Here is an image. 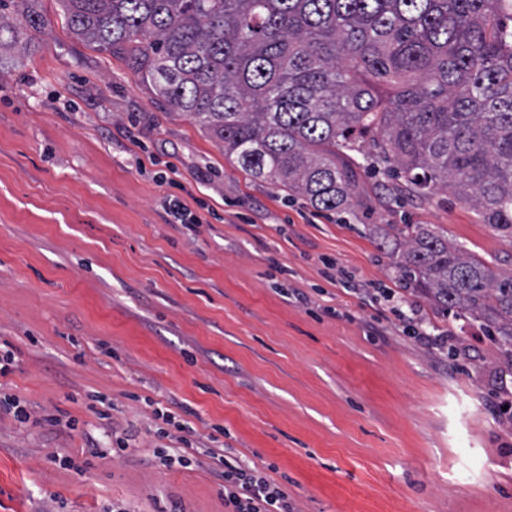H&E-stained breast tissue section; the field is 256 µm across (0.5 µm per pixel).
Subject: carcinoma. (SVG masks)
<instances>
[{
	"label": "carcinoma",
	"instance_id": "cac0c4a2",
	"mask_svg": "<svg viewBox=\"0 0 512 512\" xmlns=\"http://www.w3.org/2000/svg\"><path fill=\"white\" fill-rule=\"evenodd\" d=\"M35 2L0 0V52L30 53ZM59 2L250 176L336 212L359 169L396 165L406 191L451 189L512 242V0ZM399 234V281L512 359V273L422 224Z\"/></svg>",
	"mask_w": 512,
	"mask_h": 512
}]
</instances>
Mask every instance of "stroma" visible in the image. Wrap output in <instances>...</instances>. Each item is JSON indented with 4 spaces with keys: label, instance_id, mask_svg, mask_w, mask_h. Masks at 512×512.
<instances>
[{
    "label": "stroma",
    "instance_id": "stroma-1",
    "mask_svg": "<svg viewBox=\"0 0 512 512\" xmlns=\"http://www.w3.org/2000/svg\"><path fill=\"white\" fill-rule=\"evenodd\" d=\"M38 11L36 51L0 66V350L19 359L0 390L31 414L0 419V512H224L211 458L155 457L158 405L191 440L221 428L218 448L297 512H512V361L411 290L436 343L369 295L398 287L390 225H429L497 273L512 242L452 191L381 174H361L350 213L289 200L74 37L59 0ZM168 165L177 185L159 181ZM171 195L202 224L173 223ZM62 411L75 430L51 424ZM116 426L136 450L97 457Z\"/></svg>",
    "mask_w": 512,
    "mask_h": 512
}]
</instances>
